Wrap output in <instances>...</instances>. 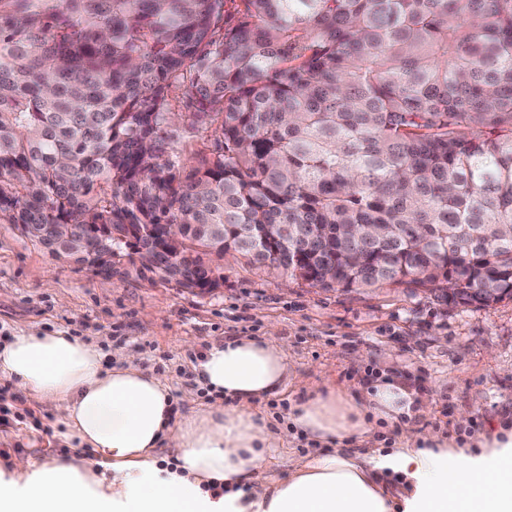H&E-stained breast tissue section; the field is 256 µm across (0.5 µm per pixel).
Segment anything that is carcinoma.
Returning a JSON list of instances; mask_svg holds the SVG:
<instances>
[{"label": "carcinoma", "instance_id": "cac0c4a2", "mask_svg": "<svg viewBox=\"0 0 512 512\" xmlns=\"http://www.w3.org/2000/svg\"><path fill=\"white\" fill-rule=\"evenodd\" d=\"M0 223L191 292L230 258L511 299L512 0H0ZM71 226L72 224H54L52 226L53 234L63 240H72L70 243L71 251L76 253L77 256H82L86 252L94 253V251H97V255L102 259L109 260V253L103 248L106 241L102 235L101 224H87V227L93 229V231L88 236L80 239H71Z\"/></svg>", "mask_w": 512, "mask_h": 512}]
</instances>
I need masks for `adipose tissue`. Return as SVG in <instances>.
Instances as JSON below:
<instances>
[{
	"label": "adipose tissue",
	"instance_id": "1",
	"mask_svg": "<svg viewBox=\"0 0 512 512\" xmlns=\"http://www.w3.org/2000/svg\"><path fill=\"white\" fill-rule=\"evenodd\" d=\"M118 360L104 367L96 347L59 333L0 345V376L60 411L66 438L97 455L12 456L0 469V512H512V423L496 421L466 448L405 430L388 453L350 450L372 439L376 421L426 411L398 379L360 396L310 384L288 422L320 449L287 460L285 435L257 417L262 399L296 380L275 334L212 345L196 371L218 398L182 416L166 379L130 355ZM281 461L287 477L269 476ZM388 471L409 488L394 491Z\"/></svg>",
	"mask_w": 512,
	"mask_h": 512
}]
</instances>
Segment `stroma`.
<instances>
[{
  "label": "stroma",
  "mask_w": 512,
  "mask_h": 512,
  "mask_svg": "<svg viewBox=\"0 0 512 512\" xmlns=\"http://www.w3.org/2000/svg\"><path fill=\"white\" fill-rule=\"evenodd\" d=\"M115 268L102 286L92 271L58 262L0 224V341L61 332L95 346L108 366L127 352L167 378L184 414L214 399L195 372L208 346L272 330L298 375L288 391L260 403L274 430L312 381L359 395L382 378H402L431 404L408 426L457 443L512 414V299L476 308L406 288L324 291L230 259L223 288L199 296L121 262ZM59 420L1 376L0 465L11 451L41 460L62 450Z\"/></svg>",
  "instance_id": "35a3bbf8"
}]
</instances>
